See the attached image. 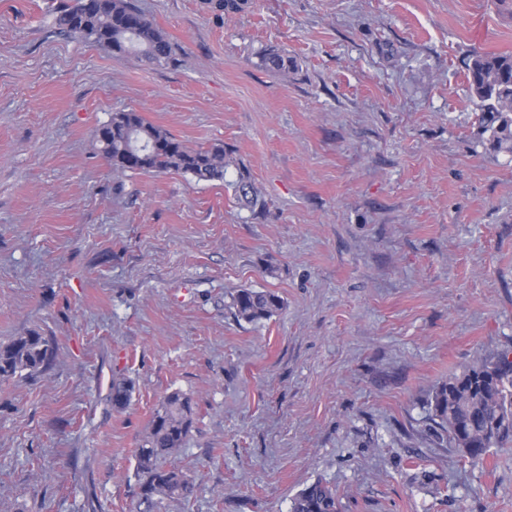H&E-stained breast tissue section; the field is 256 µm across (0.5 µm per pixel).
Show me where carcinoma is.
Here are the masks:
<instances>
[{
  "label": "carcinoma",
  "instance_id": "1",
  "mask_svg": "<svg viewBox=\"0 0 512 512\" xmlns=\"http://www.w3.org/2000/svg\"><path fill=\"white\" fill-rule=\"evenodd\" d=\"M58 28L74 37L154 65L174 60L175 47L131 0H75L59 11ZM486 143L512 153V55H476L466 65ZM102 157L115 171H178L197 181H222L232 160L222 143L191 148L168 130L130 110L114 112L96 134ZM241 200L257 203L250 173L237 168L233 181ZM240 321L257 323L282 307L270 291L242 288L233 296ZM53 341L38 333L0 344V380L31 378L46 371ZM436 433L464 456L480 460L492 446L512 442V429L498 437L491 425L512 417V360L507 353L479 357L440 382L429 401ZM195 423L192 400L175 390L156 410L150 430L136 451L139 512H160L166 500L194 493L192 478L178 464ZM290 512H338L336 489L318 480L299 492Z\"/></svg>",
  "mask_w": 512,
  "mask_h": 512
}]
</instances>
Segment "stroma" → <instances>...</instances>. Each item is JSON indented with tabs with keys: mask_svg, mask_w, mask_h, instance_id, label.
<instances>
[{
	"mask_svg": "<svg viewBox=\"0 0 512 512\" xmlns=\"http://www.w3.org/2000/svg\"><path fill=\"white\" fill-rule=\"evenodd\" d=\"M71 2L0 0V343L56 344L0 382V512H134L175 390L195 490L162 512H288L319 480L339 512H512V445L471 461L428 406L512 351V154L465 69L512 53V0H133L164 67L60 33ZM128 110L224 143L261 206L232 170L113 171L96 131ZM241 288L283 306L236 320Z\"/></svg>",
	"mask_w": 512,
	"mask_h": 512,
	"instance_id": "35a3bbf8",
	"label": "stroma"
}]
</instances>
